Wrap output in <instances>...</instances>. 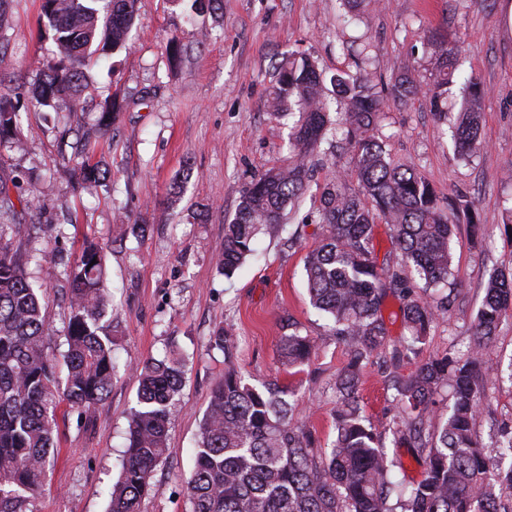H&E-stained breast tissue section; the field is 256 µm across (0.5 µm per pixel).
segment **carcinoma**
Here are the masks:
<instances>
[{
  "instance_id": "obj_1",
  "label": "carcinoma",
  "mask_w": 512,
  "mask_h": 512,
  "mask_svg": "<svg viewBox=\"0 0 512 512\" xmlns=\"http://www.w3.org/2000/svg\"><path fill=\"white\" fill-rule=\"evenodd\" d=\"M137 0H45L47 27L56 44L32 98L42 107L85 111L81 92L89 79L88 56L116 54L129 46ZM434 73L427 94L436 116L456 71L448 41H431ZM272 112L298 116L290 132L293 157L285 167L262 171L243 192L235 218L224 225L219 257L226 277L254 252L256 235L276 231L285 208L304 195L314 178L309 156L342 130L351 148L359 191L339 176L323 187L318 209L323 235L305 256L307 290L314 308L329 320L328 336L346 347L348 360L336 374L335 439L319 448L311 432L294 423L295 393L276 380L249 383L232 355L212 388L194 467L186 483L192 512H512V465L490 471L487 445L475 430L482 394L483 351L501 322L512 318V277L492 275L472 324L466 353L418 364L393 381L398 412L393 434L413 449L421 480L405 485L392 478L383 433L366 416L359 392L374 351L392 346L398 356L417 354L433 323L450 313L452 293L430 303L422 291L454 282L451 216L468 217L475 231L474 200L440 199L413 168L398 164L378 137L382 100L370 75L336 74L330 83L344 101L336 120L324 97L325 77L315 61L291 53L275 67ZM469 93L455 148L462 159L481 148L478 77L464 79ZM20 97L0 83V142L18 143ZM120 112L115 98L101 105L98 124L109 127ZM85 137L61 154L62 166L86 186L99 187L108 172L85 159ZM30 189L0 177V216L16 205L31 206ZM382 219L394 228L393 250L378 259L373 227ZM21 224L0 222V512H35L50 466L62 405L90 417L112 388L117 366L112 336L102 321L108 300L102 248L85 243L67 270L71 314L67 323L65 374L50 358L43 292L30 281L17 242ZM400 301L409 336L390 343L383 307ZM281 357L291 367L309 364L317 341L293 331L281 337ZM137 408L131 416L121 472L106 512H140L142 497L166 451L171 411L183 387L181 357L172 352L137 366ZM446 418L432 416L445 401ZM498 458H512V428L492 444Z\"/></svg>"
}]
</instances>
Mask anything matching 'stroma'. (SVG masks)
Listing matches in <instances>:
<instances>
[{"instance_id":"35a3bbf8","label":"stroma","mask_w":512,"mask_h":512,"mask_svg":"<svg viewBox=\"0 0 512 512\" xmlns=\"http://www.w3.org/2000/svg\"><path fill=\"white\" fill-rule=\"evenodd\" d=\"M42 0H8L7 38L0 45V77L27 93L55 51L42 29ZM447 36L461 75L475 74L485 91L480 138L471 158L455 151L454 126L463 110L460 84L448 88V117L436 120L425 94H391L397 76L429 83L426 43ZM180 47L171 61L170 43ZM386 106L381 133L395 162L414 168L441 196L463 193L475 202L483 230L454 219L456 282L451 315L438 319L416 360L374 352L360 393L371 421L387 427L396 410L391 376L446 353L466 352L470 325L485 285L512 272V0H223L198 10L193 0H137L128 50L112 60L91 59L82 91L85 112L22 109L19 144H0V175L31 178L30 208L18 210L27 228L20 251L32 280L47 289L51 352L66 349L67 265L86 241L104 249L108 314L117 375L92 417L71 410L58 420V456L38 498L39 512H105L106 492L119 476L130 413L136 405L137 362L178 349L184 363L166 457L156 468L141 512H190L185 483L209 394L224 373V351L211 341L225 330L234 362L251 383L278 378L295 392V419L321 446L335 437L331 389L345 365L343 346L326 336L328 319L309 301L304 258L322 233L315 221L326 180L358 181L348 145L320 150L331 165L318 169L281 228L259 234L255 255L232 277L217 267L224 226L241 194L266 168L290 155L288 121L273 116L274 66L291 52L327 74L356 73L358 52ZM114 96L123 110L111 127L96 128L94 105ZM90 130V164L110 181L89 193L61 167L69 152L66 127ZM317 340L308 365L287 368L280 355L281 317ZM499 377L485 385L489 405L476 431L490 440L512 425V319L485 349Z\"/></svg>"}]
</instances>
